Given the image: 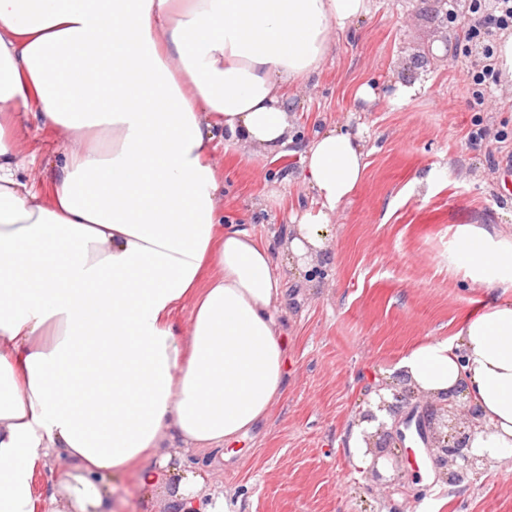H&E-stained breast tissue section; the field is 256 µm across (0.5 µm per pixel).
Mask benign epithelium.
<instances>
[{
	"mask_svg": "<svg viewBox=\"0 0 512 512\" xmlns=\"http://www.w3.org/2000/svg\"><path fill=\"white\" fill-rule=\"evenodd\" d=\"M415 396V391L405 388L392 393V400L381 399L379 409L386 411L393 420L392 427L382 421L373 433L365 434L366 453H374L377 444L374 438L379 436L396 437L403 442L405 431L415 427L418 437L429 447L436 449L437 464L446 468L448 464L455 469L442 473V479L448 484H459L468 476L478 474L482 458L473 454L470 448L471 437L478 427L477 411L464 399L463 390H458L454 398H444L437 403L428 404L426 414L411 413L403 415L407 400Z\"/></svg>",
	"mask_w": 512,
	"mask_h": 512,
	"instance_id": "obj_1",
	"label": "benign epithelium"
}]
</instances>
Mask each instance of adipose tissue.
<instances>
[{
	"label": "adipose tissue",
	"instance_id": "adipose-tissue-1",
	"mask_svg": "<svg viewBox=\"0 0 512 512\" xmlns=\"http://www.w3.org/2000/svg\"><path fill=\"white\" fill-rule=\"evenodd\" d=\"M371 0H0V512H108L135 475L146 512H240L206 457L234 453L288 385L278 258L325 250L365 173L359 134L300 154L318 200L282 245L224 221L218 145L279 158L294 144L284 90L331 54ZM111 92L94 91L104 59ZM78 142L60 175L19 181L15 128ZM111 191H104V182ZM448 265L491 299L454 336L391 369L438 399L465 384L474 453L512 455V233L459 225ZM190 305V323L177 312ZM118 393L111 418L94 400ZM65 458L47 497L34 479Z\"/></svg>",
	"mask_w": 512,
	"mask_h": 512
}]
</instances>
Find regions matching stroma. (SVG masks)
Wrapping results in <instances>:
<instances>
[{
    "label": "stroma",
    "instance_id": "stroma-1",
    "mask_svg": "<svg viewBox=\"0 0 512 512\" xmlns=\"http://www.w3.org/2000/svg\"><path fill=\"white\" fill-rule=\"evenodd\" d=\"M435 9L434 0H372L365 19L334 33L319 74L288 92L300 143L345 126L362 133L368 166L336 215L330 246L306 269L282 270L287 390L213 476L235 490L241 512H512V457L451 486L428 475L424 445L390 441L379 470L407 485L393 493L357 468L340 440L404 350L452 336L487 301L448 267L455 227L512 231V170L494 139L512 136V81L473 104L463 75L466 4L455 0L444 22ZM364 81L378 85L380 99L354 100ZM399 82L419 91L393 110L384 96ZM16 138L22 182L39 188L59 175L67 143L36 134L29 119ZM214 160L224 172L226 222L268 237L313 206L299 155L244 159L220 149Z\"/></svg>",
    "mask_w": 512,
    "mask_h": 512
}]
</instances>
